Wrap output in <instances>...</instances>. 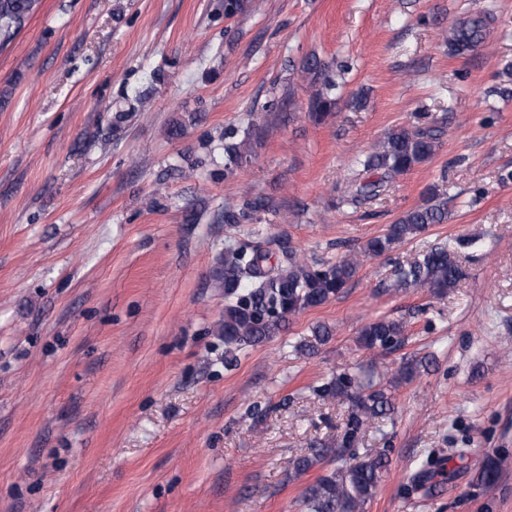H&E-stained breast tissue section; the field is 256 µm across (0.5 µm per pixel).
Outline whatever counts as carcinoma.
I'll list each match as a JSON object with an SVG mask.
<instances>
[{"label":"carcinoma","mask_w":512,"mask_h":512,"mask_svg":"<svg viewBox=\"0 0 512 512\" xmlns=\"http://www.w3.org/2000/svg\"><path fill=\"white\" fill-rule=\"evenodd\" d=\"M36 2L0 0L1 48L13 41L33 13ZM480 28L479 20L460 26L450 41L451 50L468 49L480 35ZM436 139L432 127L390 133L360 161L362 171H377V178H355L343 191L340 202L355 207L379 196L398 175L428 161L435 152ZM224 154V171L231 174L250 158L247 141L225 144ZM266 209L268 203L263 200L238 211L227 208L224 223L239 224L249 219L251 213ZM447 217L446 202L433 194L426 205L407 211L383 235L369 241L367 251L373 256L390 252L431 225L443 223ZM471 245L473 240L458 238L452 244L435 245L408 262L396 264L391 287L438 291L454 287L464 276L456 259L457 250ZM358 269V260L348 256L313 266L293 254L275 261L260 244L225 249L224 260L215 272V280L227 299L224 319L218 327L219 335L224 337L225 353L277 335L285 328L287 316L327 303L353 280ZM405 331L404 321L380 318L361 327L359 341L368 350H391L400 344ZM318 392L324 398L347 405L351 413L346 432L335 444L322 443L294 461L297 473L319 464L336 463L329 475L306 488L304 505L308 512H362L363 506L375 496L388 461L379 455L347 463L343 460V449L351 447L365 423L376 421L380 428L385 425L394 412L392 394L369 372H341L318 386Z\"/></svg>","instance_id":"obj_1"}]
</instances>
